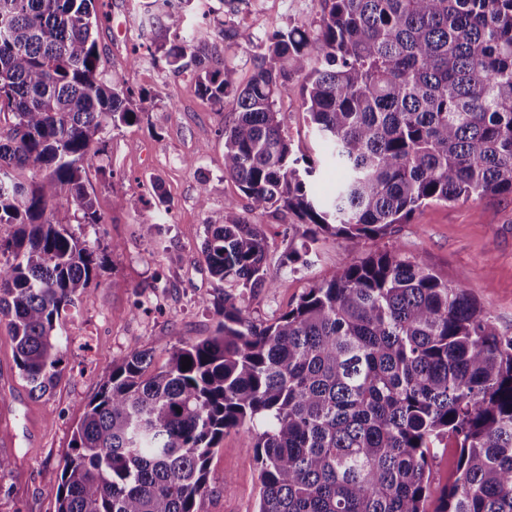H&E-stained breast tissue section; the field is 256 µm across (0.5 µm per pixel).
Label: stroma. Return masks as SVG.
<instances>
[{"instance_id": "35a3bbf8", "label": "stroma", "mask_w": 512, "mask_h": 512, "mask_svg": "<svg viewBox=\"0 0 512 512\" xmlns=\"http://www.w3.org/2000/svg\"><path fill=\"white\" fill-rule=\"evenodd\" d=\"M94 29L108 74L123 76L147 98L137 123L112 129L104 165L87 170L85 185L102 218L95 236L114 245L95 289L83 297L61 332L63 377L52 394L35 397L19 375L12 342L0 324V512H55L57 490L72 433L88 402L107 379L114 361L148 350L155 366L168 359L175 338L209 336L217 317L212 303L217 281L200 255L206 226L224 212V202L247 200L224 175V142L218 136L232 124V104L216 109L196 89V74L175 75L164 64L130 67L129 52L140 37L163 41L161 24H149L141 0H97ZM319 0H247L233 16L235 35L214 38L219 58L233 84L254 72L257 46L267 34L318 21ZM301 82L293 80L277 101L286 116L283 132L295 154L319 158L321 148L301 107ZM209 203L200 208V184ZM165 195L171 210L153 235L144 223L155 220L146 202ZM268 272L276 281L269 291L248 293L244 305L251 320L267 324L296 305L314 282L343 262L352 242L324 235L298 271L282 266L289 240L281 215L262 219ZM369 250L399 248L401 256L419 257L448 280L466 277L477 299L492 312L499 330L512 335V196L458 203H430L390 236L368 242ZM142 313H134L135 305ZM259 468L253 437L240 429L225 432L210 461V490L199 512H256Z\"/></svg>"}]
</instances>
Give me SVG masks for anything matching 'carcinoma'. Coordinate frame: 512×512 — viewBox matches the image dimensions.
<instances>
[{
  "mask_svg": "<svg viewBox=\"0 0 512 512\" xmlns=\"http://www.w3.org/2000/svg\"><path fill=\"white\" fill-rule=\"evenodd\" d=\"M95 2L0 0V225L13 228L0 237V322L39 397L62 377L61 320L109 261L86 233L101 223L86 170L147 97L106 78ZM192 2L143 0L172 38L133 45L131 64L192 67L197 90L237 113L220 130L224 175L248 207L225 201L200 249L229 289L213 334L176 338L161 368L147 351L113 362L73 432L56 512H198L233 428L254 437L257 512H426L445 439L458 457L435 512H512V336L464 277L354 251L265 326L241 302L276 287L260 224L272 210L307 225L286 255L296 264L324 234L359 245L428 203L512 193V0H321L317 24L261 41L243 87L205 53L212 29L235 35L232 20L201 2L190 27ZM296 77L343 172L325 198L275 109ZM62 199L71 222L55 218Z\"/></svg>",
  "mask_w": 512,
  "mask_h": 512,
  "instance_id": "1",
  "label": "carcinoma"
}]
</instances>
